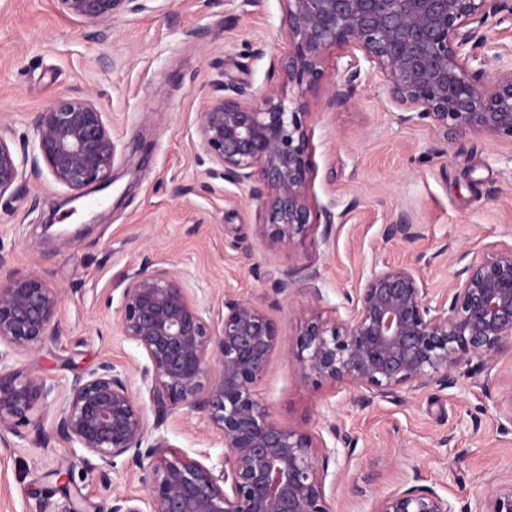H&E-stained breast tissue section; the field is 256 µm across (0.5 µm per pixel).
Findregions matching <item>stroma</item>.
Segmentation results:
<instances>
[{
  "mask_svg": "<svg viewBox=\"0 0 512 512\" xmlns=\"http://www.w3.org/2000/svg\"><path fill=\"white\" fill-rule=\"evenodd\" d=\"M158 9L114 16L108 29L63 14L57 0H0V138L32 145L35 120L54 98L92 97L117 145L112 198L79 242L49 237L48 220L78 227L60 208L67 189L48 172L28 174L19 199L0 201L4 272L33 274L62 292L54 343L9 354V369L68 386L111 363L141 385L146 357L121 334L114 284L150 262L185 270L207 306L251 300L281 329L257 395L282 425L327 436L329 420L356 440L339 449L330 471L344 487L334 512H369L376 496L421 473L455 508L474 505L488 484L512 478V422L499 409L512 380V356L492 371L480 361L453 371L445 389L399 390L368 407L347 389L304 380L289 358L310 300L278 291L284 271H317L329 315H349L347 298L374 265H419L425 288H448L462 251L486 254L512 230V143L469 135L449 144L419 123H403L381 74L362 76L354 97L331 108L350 61L329 49L323 76L306 94L311 196L331 212L293 244L271 242L250 187L225 182L202 159L198 127L214 81L246 88L255 101L281 82L277 60L288 49L283 0H157ZM408 216L417 237L386 239L385 225ZM56 408L36 404L19 435L0 440V512H40L62 503L56 470L70 473L86 512H109L115 496H143V471L121 459L109 480L80 453L42 433ZM171 444L192 457L218 458L224 444L206 413L181 408ZM356 488V500L347 491Z\"/></svg>",
  "mask_w": 512,
  "mask_h": 512,
  "instance_id": "obj_1",
  "label": "stroma"
}]
</instances>
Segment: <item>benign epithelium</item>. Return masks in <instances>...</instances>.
Listing matches in <instances>:
<instances>
[{
	"label": "benign epithelium",
	"instance_id": "obj_1",
	"mask_svg": "<svg viewBox=\"0 0 512 512\" xmlns=\"http://www.w3.org/2000/svg\"><path fill=\"white\" fill-rule=\"evenodd\" d=\"M58 2L63 13L100 24L120 12L154 10L152 0ZM284 2L288 51L278 59L279 87L259 106L245 88L224 86L199 126L202 151L224 181L252 184L250 199L272 240L291 244L322 219L332 224L309 194L305 94L320 81L333 46L359 51L383 76L388 99L404 110L401 122L425 123L447 143L472 134L512 141V62L482 53L488 30L512 25V0ZM360 81L359 62L349 63L328 107L350 101ZM115 157L97 103L88 95L56 98L38 113L31 149L19 154L0 138V200L20 196L26 171L45 169L68 189L63 203L76 202L88 187L112 184ZM384 233L408 243L416 237L405 215ZM456 263L461 268L439 299L423 288L415 266L372 270L348 298L346 321L322 307L316 271L300 286L284 273L279 292L313 303L291 350L302 377L348 387L350 402L362 407L372 394L445 388L459 366L512 354V243L495 244L479 259L462 252ZM116 287L121 335L148 360L138 391L108 362L64 389L0 365V434H18L37 403H56L54 434L83 450L90 468L105 474L118 458L149 461L145 496H118L110 512H333L336 482L327 477L336 447L276 422L255 391L278 344L277 323L247 299L225 300L224 314L213 318L179 269L145 263ZM61 297L38 276L0 278V344L20 353L55 342ZM213 371L202 397V380ZM184 406L208 413L222 434L217 462L205 464L170 443L168 419ZM58 490L65 499L59 512H84L68 483ZM371 512L455 508L433 488L412 485L376 497ZM464 512H512V481L492 485Z\"/></svg>",
	"mask_w": 512,
	"mask_h": 512
}]
</instances>
